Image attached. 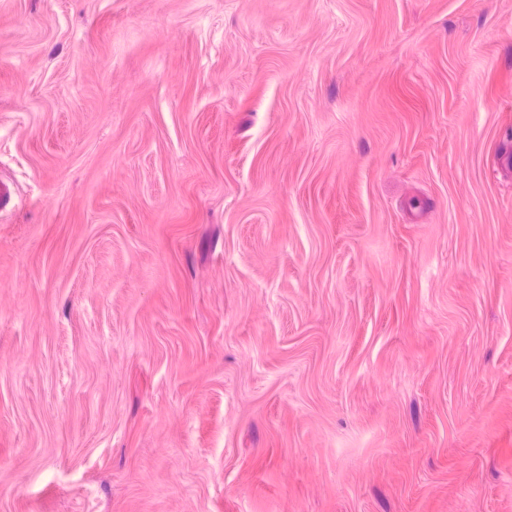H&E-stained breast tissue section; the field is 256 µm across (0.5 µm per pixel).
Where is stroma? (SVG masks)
<instances>
[{
  "mask_svg": "<svg viewBox=\"0 0 512 512\" xmlns=\"http://www.w3.org/2000/svg\"><path fill=\"white\" fill-rule=\"evenodd\" d=\"M0 512H512V0H0Z\"/></svg>",
  "mask_w": 512,
  "mask_h": 512,
  "instance_id": "1",
  "label": "stroma"
}]
</instances>
